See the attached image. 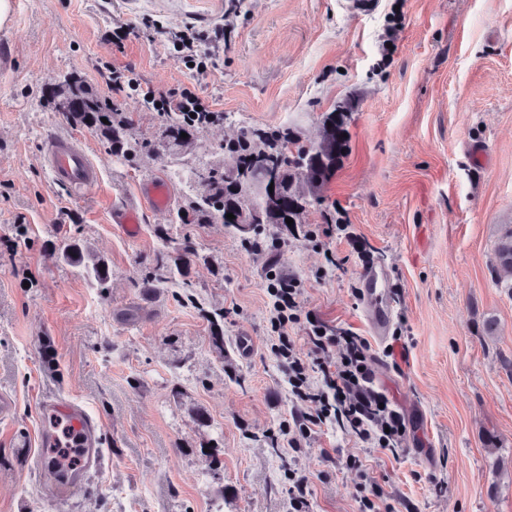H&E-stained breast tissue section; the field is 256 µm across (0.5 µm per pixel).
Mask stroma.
I'll use <instances>...</instances> for the list:
<instances>
[{
	"instance_id": "35a3bbf8",
	"label": "stroma",
	"mask_w": 512,
	"mask_h": 512,
	"mask_svg": "<svg viewBox=\"0 0 512 512\" xmlns=\"http://www.w3.org/2000/svg\"><path fill=\"white\" fill-rule=\"evenodd\" d=\"M159 21L176 32L227 22L216 66L192 74L172 44L113 26ZM132 66L166 93L195 86L223 117L191 137L183 161L113 156L99 131L54 105L67 76L114 97L151 142L165 123L134 91L113 94L103 64ZM348 110L347 148L297 229L265 224L278 270L337 331L370 332L360 281L386 271L401 358L372 344L377 386L406 415L405 450L368 448L328 425L293 451L294 402L271 349L286 334L313 358L306 320L270 323L268 254L220 221L178 224L195 162L231 165L240 128L319 139ZM54 133L81 138L100 168L93 189L55 184L42 164ZM160 176L172 207L141 212L126 237L114 210ZM512 224V0H12L0 28V512H293V474L309 512H512V271L496 261ZM190 236L198 257L168 287L143 280L162 241ZM112 272L96 288L61 253L71 242ZM221 315L224 347L211 342ZM253 336V356L236 352ZM60 395L101 426L105 461L66 502L50 493L37 448L38 404ZM359 458L361 468L349 465Z\"/></svg>"
}]
</instances>
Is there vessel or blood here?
<instances>
[{
	"label": "vessel or blood",
	"mask_w": 512,
	"mask_h": 512,
	"mask_svg": "<svg viewBox=\"0 0 512 512\" xmlns=\"http://www.w3.org/2000/svg\"><path fill=\"white\" fill-rule=\"evenodd\" d=\"M43 163L56 184L79 189H90L100 179V169L82 142L65 134L50 135L43 146ZM171 202L169 184L161 179H151L140 189L138 202L128 204L117 212L114 223L120 224L127 235H136L139 230L140 206L148 204L161 210ZM363 298L366 303L368 326L378 343H385L393 318L388 298L385 275L370 270L363 277ZM41 428L38 446L42 460H49L53 449L67 446L69 438H77L82 450L78 468L64 469L63 480L56 487L57 496H66L79 486L84 477L99 470L105 458L99 424L78 402L58 397H47L39 404Z\"/></svg>",
	"instance_id": "b4317fda"
}]
</instances>
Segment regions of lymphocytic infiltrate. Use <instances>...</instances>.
I'll return each mask as SVG.
<instances>
[{"mask_svg":"<svg viewBox=\"0 0 512 512\" xmlns=\"http://www.w3.org/2000/svg\"><path fill=\"white\" fill-rule=\"evenodd\" d=\"M141 35L151 43L176 42L186 63L193 71L202 74L208 70L209 54L201 46L202 36L194 31L170 35L157 24L145 25ZM106 84L113 92L133 90L147 102L153 111L160 114L185 112L194 114L199 123L208 125L217 121L221 113L213 108L196 89L182 86L162 94L135 81L131 68L107 67ZM299 283L291 277H278L277 286L271 291V320L275 327H284L289 321L298 319L302 313L298 301ZM313 346V361L299 357L288 339H281L276 353L286 366L288 382L297 404L292 414V425L288 429L289 447H297L300 438L308 436L315 428L342 418L352 433L364 442H373L390 452H397L403 443L405 422L401 413L387 403L385 395L378 391L369 366L370 345L362 337L347 334L336 336L333 329L319 320H312L308 336ZM345 343L346 355L340 362L327 358L330 347ZM321 377L318 390H311L309 372Z\"/></svg>","mask_w":512,"mask_h":512,"instance_id":"f902f5d3","label":"lymphocytic infiltrate"}]
</instances>
